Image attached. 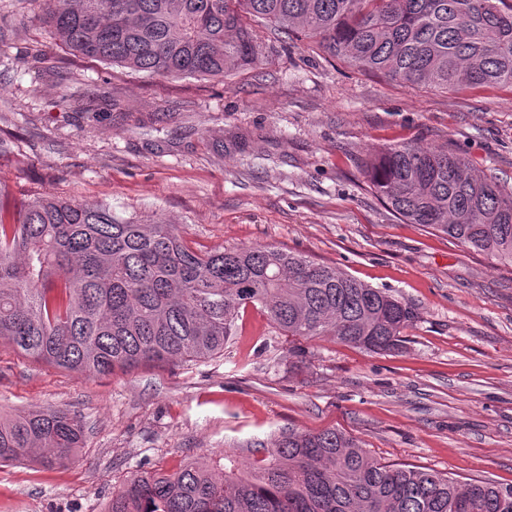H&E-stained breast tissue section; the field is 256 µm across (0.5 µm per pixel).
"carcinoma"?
<instances>
[{"label":"carcinoma","instance_id":"cac0c4a2","mask_svg":"<svg viewBox=\"0 0 512 512\" xmlns=\"http://www.w3.org/2000/svg\"><path fill=\"white\" fill-rule=\"evenodd\" d=\"M73 54L147 76L222 78L254 66L251 22L302 37L366 73L456 90L512 88V0H43ZM370 189L420 224L512 265V187L446 147L380 148ZM283 335L333 336L395 352L418 312L404 297L275 246L202 251L160 217L120 218L103 201L0 192V344L69 371L224 354L241 310ZM65 412L0 417V463L51 466L82 447ZM488 480L385 463L336 429H283L224 449V462L143 472L108 512H512Z\"/></svg>","mask_w":512,"mask_h":512}]
</instances>
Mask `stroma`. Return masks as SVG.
<instances>
[{"mask_svg": "<svg viewBox=\"0 0 512 512\" xmlns=\"http://www.w3.org/2000/svg\"><path fill=\"white\" fill-rule=\"evenodd\" d=\"M42 0H0V191L161 214L193 248L272 245L402 295L396 353L296 340L247 307L222 356L99 377L0 346V415L84 425L60 464L0 466V512H106L173 472L282 428H336L372 456L512 485V266L400 222L361 162L445 146L512 186V90L446 92L357 72L257 28L260 62L222 82L145 78L73 56ZM303 355H294V347Z\"/></svg>", "mask_w": 512, "mask_h": 512, "instance_id": "35a3bbf8", "label": "stroma"}]
</instances>
